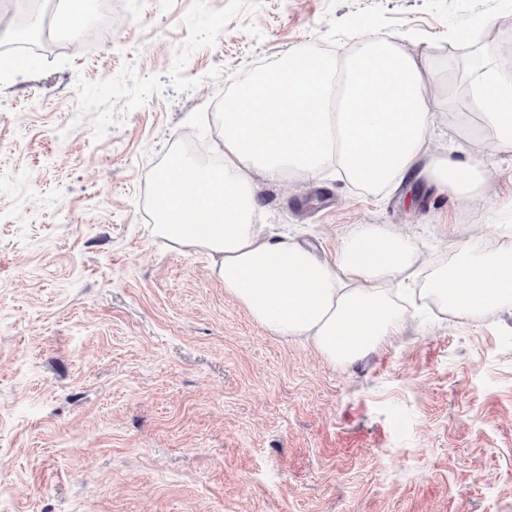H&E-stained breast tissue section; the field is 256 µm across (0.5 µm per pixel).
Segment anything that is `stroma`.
<instances>
[{"label":"stroma","instance_id":"stroma-1","mask_svg":"<svg viewBox=\"0 0 512 512\" xmlns=\"http://www.w3.org/2000/svg\"><path fill=\"white\" fill-rule=\"evenodd\" d=\"M92 38L0 70V512H512V310H411L332 364L152 233L155 157L211 140L216 86L367 35L430 61L483 195L257 178L260 223L331 257L362 224L419 260L512 239V152L480 149L448 47L512 0H94Z\"/></svg>","mask_w":512,"mask_h":512}]
</instances>
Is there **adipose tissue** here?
Here are the masks:
<instances>
[{
  "label": "adipose tissue",
  "mask_w": 512,
  "mask_h": 512,
  "mask_svg": "<svg viewBox=\"0 0 512 512\" xmlns=\"http://www.w3.org/2000/svg\"><path fill=\"white\" fill-rule=\"evenodd\" d=\"M475 26L466 108L480 119L487 147L512 151V73L492 61L491 21L480 17ZM434 77L427 61L373 38L341 58L311 47L288 52L225 96L220 174L196 170L188 192L184 169L163 180L150 175L160 188L155 232L203 251L212 275L263 328L304 338L334 363L381 349L419 302L466 316L512 308L511 241L491 252L468 243L454 263L423 266L411 236L363 224L327 260L257 222L253 171L314 178L331 168L375 195L422 179L458 197L480 195L488 172L470 149L426 147L439 117L429 102Z\"/></svg>",
  "instance_id": "obj_1"
}]
</instances>
